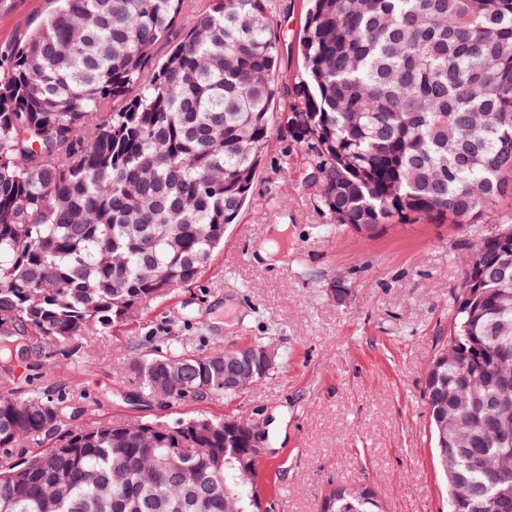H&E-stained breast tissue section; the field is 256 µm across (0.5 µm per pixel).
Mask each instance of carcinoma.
<instances>
[{
  "label": "carcinoma",
  "mask_w": 512,
  "mask_h": 512,
  "mask_svg": "<svg viewBox=\"0 0 512 512\" xmlns=\"http://www.w3.org/2000/svg\"><path fill=\"white\" fill-rule=\"evenodd\" d=\"M189 0H51L0 51V365L34 336L109 333L201 276L250 195L272 134L280 39L268 0H206L159 54ZM288 104L333 223L498 224L512 199V0H307ZM424 398L448 512H512V415L484 405L512 377V257L470 243ZM169 401L224 387L221 350L135 362ZM53 394L0 399V448L59 429ZM253 425L205 414L108 421L0 471V512H259ZM338 487L321 512H378Z\"/></svg>",
  "instance_id": "cac0c4a2"
}]
</instances>
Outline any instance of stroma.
Returning a JSON list of instances; mask_svg holds the SVG:
<instances>
[{
    "label": "stroma",
    "instance_id": "stroma-1",
    "mask_svg": "<svg viewBox=\"0 0 512 512\" xmlns=\"http://www.w3.org/2000/svg\"><path fill=\"white\" fill-rule=\"evenodd\" d=\"M49 9V0H0V48ZM269 13L280 69L296 78L305 4L270 0ZM288 102L279 91L250 199L200 279L106 335L64 345L28 340L24 360L0 370V394L64 396L71 429L195 412L248 419L265 437L259 473L276 512H319L339 484L371 489L383 512H446L425 364L448 334L460 258L477 228L424 220L367 238L332 224L301 180ZM275 242L280 250L263 259L264 245ZM339 280L342 301L330 293ZM258 340L275 348L276 366L231 399L166 407L141 396L131 369L171 341L207 353Z\"/></svg>",
    "mask_w": 512,
    "mask_h": 512
}]
</instances>
